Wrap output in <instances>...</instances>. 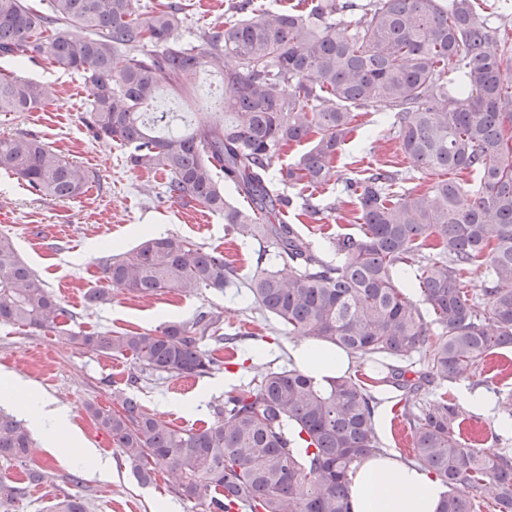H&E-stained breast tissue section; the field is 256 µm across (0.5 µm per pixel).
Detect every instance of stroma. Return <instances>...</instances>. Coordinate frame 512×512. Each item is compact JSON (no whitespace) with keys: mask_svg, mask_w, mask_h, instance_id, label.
Returning a JSON list of instances; mask_svg holds the SVG:
<instances>
[{"mask_svg":"<svg viewBox=\"0 0 512 512\" xmlns=\"http://www.w3.org/2000/svg\"><path fill=\"white\" fill-rule=\"evenodd\" d=\"M188 2L179 34L191 41L201 30L223 23L229 0ZM1 70L51 84L57 94L42 110L0 115V137L39 135L88 178L79 198L55 200L32 194L16 176L0 170V212L9 215L8 223H0V233L13 236L21 258L73 313L71 328L144 332L169 321L190 322L200 311L214 309L220 312L225 331L237 334L238 341L226 368L202 377L145 376L133 385L129 382L135 370L131 358L77 351L53 332L0 323V385L14 378L28 382L54 406L64 408L83 442L111 457L113 464L111 477H100L68 452L67 435L51 440L35 435L34 460L50 478L30 487L23 503L0 506V512H51L52 504L66 492L81 496L87 512H204L199 502L176 500L169 475L140 485L86 406L114 407L130 396L166 421L197 428L215 420L226 392L248 384L261 371V364L247 361L250 350L265 347L269 357L287 365L288 334L273 317L255 311L247 289L256 268L257 247L227 235L223 216L205 214L203 206L195 203L170 200L164 175L130 170L123 146L96 141L84 122L91 90L79 74L58 70L41 58L20 65L1 59ZM358 123V130L334 161L335 187L313 194L299 185H275L292 201L286 221L313 246H323L340 234H358L356 207L347 203L345 187L361 170L399 171V185L405 190H421L432 181L431 175L418 170L399 150L389 106L376 103L363 109ZM310 198L323 203L324 211L308 216L304 204ZM152 233L179 235L223 252L235 270L233 285L193 295L175 291L148 297L122 294L108 303H88L89 293L109 287L100 269L104 260L137 246ZM471 381L496 387L503 395L502 406L512 409V348L503 349L499 360L480 365ZM462 416L467 444L512 455V434L498 429L492 417L468 410ZM72 475L77 476V483H69Z\"/></svg>","mask_w":512,"mask_h":512,"instance_id":"obj_1","label":"stroma"}]
</instances>
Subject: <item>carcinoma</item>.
<instances>
[{
	"mask_svg": "<svg viewBox=\"0 0 512 512\" xmlns=\"http://www.w3.org/2000/svg\"><path fill=\"white\" fill-rule=\"evenodd\" d=\"M477 0H314L306 13L238 0L234 13L195 44L178 34L185 4L165 0L141 17L139 0H0V57L21 63L44 56L79 73L92 89L87 120L98 141L128 150L135 169L168 176L165 192L224 216L234 236L259 246L247 283L255 309L294 336L312 337L375 364L368 384L352 375L318 386L297 367L265 370L228 392L217 420L180 427L126 397L115 408L88 406L142 485L174 478L183 500L206 498L207 512H350L347 473L376 448L370 388L403 392L401 417L412 457L448 487L438 512H512V457L461 441L459 406L440 395L414 410L425 385L468 380L479 364L512 347V39L480 20ZM86 36L75 40L69 29ZM124 57L121 69L114 59ZM237 65L230 69L225 59ZM456 78L446 79L448 65ZM202 70L218 72L223 98L213 119L159 135L169 113L151 112L159 91L191 92ZM53 87L0 73V113L45 107ZM384 102L403 154L427 174L450 177L424 191L394 189L399 177L368 168L345 191L360 233L329 242L324 258L284 219L289 200L272 189V157L310 148L280 170L290 185L334 182L333 160L352 138L356 111ZM0 168L41 196L75 199L87 177L34 135L0 137ZM476 175L467 185L461 173ZM233 187L249 204L224 195ZM486 264L476 296L464 275ZM114 294L149 296L170 289L224 290L233 267L224 254L175 235L152 236L101 266ZM417 288L426 310L407 297ZM441 326L433 338L426 315ZM72 314L0 233V322L52 331L77 350L129 355L141 375L210 373L235 337L220 315L201 311L189 323L149 332L86 333L67 327ZM210 344L209 349L202 344ZM422 353L426 371L402 362ZM23 420L0 411V459L23 466L25 481H0V503H16L47 472L33 461ZM55 512H87L66 493Z\"/></svg>",
	"mask_w": 512,
	"mask_h": 512,
	"instance_id": "cac0c4a2",
	"label": "carcinoma"
}]
</instances>
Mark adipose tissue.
Masks as SVG:
<instances>
[{
	"instance_id": "1",
	"label": "adipose tissue",
	"mask_w": 512,
	"mask_h": 512,
	"mask_svg": "<svg viewBox=\"0 0 512 512\" xmlns=\"http://www.w3.org/2000/svg\"><path fill=\"white\" fill-rule=\"evenodd\" d=\"M288 355L322 385L331 378L346 375L354 366L345 351L317 340L292 341ZM7 399L27 412L34 428L48 426L68 432L67 412L39 399L28 383L12 381ZM348 478L350 512H437L447 492L446 486L433 474L391 451L362 458Z\"/></svg>"
}]
</instances>
